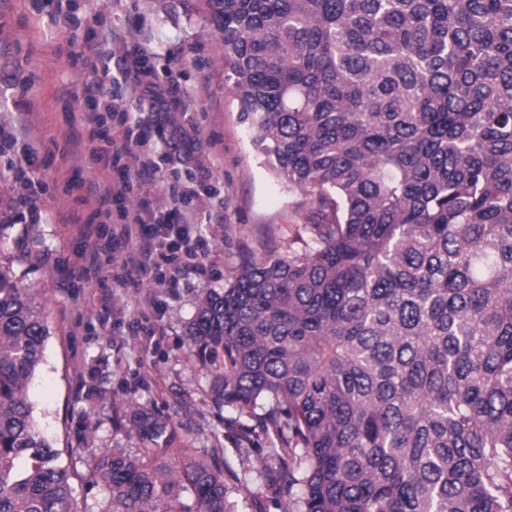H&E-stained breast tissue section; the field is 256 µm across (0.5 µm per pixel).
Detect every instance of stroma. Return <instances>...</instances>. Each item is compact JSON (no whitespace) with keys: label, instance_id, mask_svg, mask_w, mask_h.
<instances>
[{"label":"stroma","instance_id":"35a3bbf8","mask_svg":"<svg viewBox=\"0 0 512 512\" xmlns=\"http://www.w3.org/2000/svg\"><path fill=\"white\" fill-rule=\"evenodd\" d=\"M80 16H96L112 27V47L128 58H146L159 78L179 88L169 106L177 126L196 139L194 161L212 165L213 183L201 187L196 220L209 248L207 271L171 295L155 289L158 314L167 334L154 343L137 334L141 317L138 293L153 289L150 280L130 275L119 313L101 321L92 291L79 270L86 242L63 216L75 208L92 212L89 187L103 174L90 148H77L70 136L76 93L91 77L69 63L82 31L52 25L31 12L28 0H0V79L35 75L32 93L17 99L0 86V125L26 128L35 153L23 146L0 152V200L17 196L15 167L45 186L37 202L47 221L34 223L28 208L0 235V262L9 264L22 285L34 290L51 336L45 360L29 386L35 417L44 435L64 452L75 488L78 512H97L102 487L86 483L96 457L115 448L132 450L138 442L117 425L130 400L153 408L174 424L179 446L227 463L231 500L248 512H281L274 481L259 478L262 452L240 435L233 411L212 401L211 376L185 349L186 324L203 289H221L241 256L262 255L273 241L295 236L304 221L300 193L263 163L239 119L238 103L224 81L218 37L211 29L204 0H74ZM136 19L135 40H128L129 19ZM101 396L86 399L87 382ZM89 420L87 449L66 455L73 428Z\"/></svg>","mask_w":512,"mask_h":512}]
</instances>
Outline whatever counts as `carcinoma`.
Masks as SVG:
<instances>
[{
	"label": "carcinoma",
	"mask_w": 512,
	"mask_h": 512,
	"mask_svg": "<svg viewBox=\"0 0 512 512\" xmlns=\"http://www.w3.org/2000/svg\"><path fill=\"white\" fill-rule=\"evenodd\" d=\"M254 147L306 223L205 290L187 348L284 512H512V0H205ZM50 328L0 264V512H77L28 389ZM97 459L98 512H240L225 465ZM194 503L187 506L183 493Z\"/></svg>",
	"instance_id": "1"
}]
</instances>
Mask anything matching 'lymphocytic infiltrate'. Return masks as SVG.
Here are the masks:
<instances>
[{
  "label": "lymphocytic infiltrate",
  "instance_id": "f902f5d3",
  "mask_svg": "<svg viewBox=\"0 0 512 512\" xmlns=\"http://www.w3.org/2000/svg\"><path fill=\"white\" fill-rule=\"evenodd\" d=\"M104 32L91 30L80 42L71 58L93 78L82 92V100L71 121L79 134L88 135L95 147L93 154L103 161L105 174L91 189L96 208L92 219L78 223L86 241L81 255L86 285H93L105 253L122 250V267L127 272L149 277L152 290L142 293V309L157 305L154 288H179L182 281L195 275L204 276L203 255L192 237L189 222L179 220L180 206L191 201V190L169 183L168 204L157 206L151 217H123L112 221L113 205L123 203L127 195L138 190L151 194L161 177V168L154 162L155 144L171 123V115L159 112L160 85L148 81L145 66L111 69L112 57L104 44ZM140 88L143 101L138 111H122L117 125H110L112 86L115 81Z\"/></svg>",
  "mask_w": 512,
  "mask_h": 512
}]
</instances>
